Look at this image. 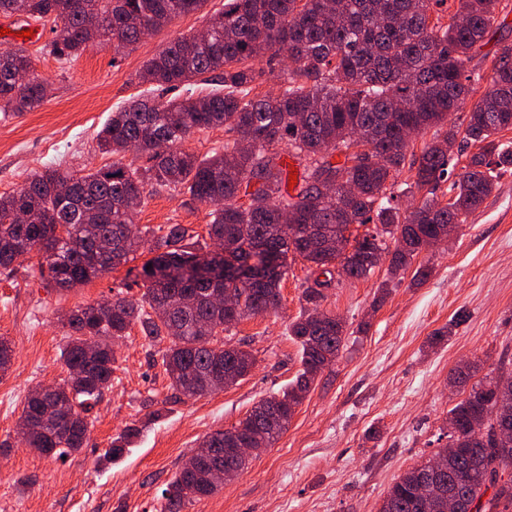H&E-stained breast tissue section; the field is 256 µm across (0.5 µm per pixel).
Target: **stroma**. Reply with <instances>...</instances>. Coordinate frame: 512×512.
I'll return each mask as SVG.
<instances>
[{"label":"stroma","instance_id":"35a3bbf8","mask_svg":"<svg viewBox=\"0 0 512 512\" xmlns=\"http://www.w3.org/2000/svg\"><path fill=\"white\" fill-rule=\"evenodd\" d=\"M224 0L176 18L133 48L104 44L59 60L41 42L26 50L50 94L33 111L0 117V194L36 170L61 166L86 172L111 164L97 134L111 112L151 96L138 73L177 37L201 29ZM210 209L186 192L150 191L134 222L158 229L184 224L206 235ZM129 265L70 291L48 287L37 256L0 271V338L12 350L0 374V512H158L161 492L207 434L245 417L260 398L288 387L300 369L289 323L302 310L311 268L289 256L278 310L243 320L227 332L253 351L250 373L223 390L173 401L162 365L166 342L149 343L132 325L117 344L112 384L90 409L86 445L59 458L27 448L17 434L29 392L63 384L60 360L67 338L65 312L116 296L140 299L146 262ZM431 269L414 283L412 271L393 276L380 264L367 277L326 290L324 310L340 317L349 337L275 444L217 493L184 512H379L392 484L442 446L448 412L466 393L459 367L476 379L512 367V171L445 244L422 252ZM451 335L436 339L444 327ZM139 430L117 460L105 458L127 427Z\"/></svg>","mask_w":512,"mask_h":512}]
</instances>
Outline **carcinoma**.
I'll list each match as a JSON object with an SVG mask.
<instances>
[{
    "label": "carcinoma",
    "mask_w": 512,
    "mask_h": 512,
    "mask_svg": "<svg viewBox=\"0 0 512 512\" xmlns=\"http://www.w3.org/2000/svg\"><path fill=\"white\" fill-rule=\"evenodd\" d=\"M205 2L0 0V15L22 10L51 23L48 52L68 60L93 41L128 49ZM455 2L444 23L432 15L447 0H224L206 20L207 35L178 37L144 64L142 82L163 90L182 86L186 94L134 100L112 113L98 139L102 152L116 156L112 164L81 175L46 167L0 196V270H13L17 259L35 251L62 291L134 259L144 238L153 236L139 300L117 297L61 318L69 330L60 355L68 381L51 396L38 387L28 396L20 417L27 447L61 456L83 448L86 413L111 384L115 361L97 348V338L122 337L135 323L151 343L170 340L162 364L176 399L217 390L210 379L226 372L245 377L255 356L220 334L279 306L292 253L315 274L303 289L306 306L288 325L301 371L282 393L258 400L237 424L201 441L230 449L223 460L240 472L251 458L233 449L275 443L345 345L343 321L320 309L336 267L346 278H365L375 268L368 256L380 250L397 275L448 233V225L465 223L512 171V144L499 139L512 129V47L493 54L488 76L468 68L486 45L502 0ZM90 14L102 23L90 24ZM284 55L291 66L282 71L278 95L254 93L262 73L249 61L272 63ZM30 68L24 49H0V114L31 111L48 96V83L35 73L26 85L16 84V73ZM486 78L489 89L464 129L448 125L470 86ZM195 80H210L213 88L196 96ZM215 127L227 134L224 150L201 159L182 148L195 132ZM430 128L433 138L420 154H407L412 138ZM469 143L479 152L462 166ZM131 150L147 165L124 163ZM287 157L297 164L291 189ZM406 163L412 182L397 188L396 173ZM445 182L444 203L437 190ZM149 187L184 190L212 207L207 234L220 250L201 245L183 224L156 232L134 224ZM423 190L429 197L401 208L400 197ZM16 213L31 221L11 223ZM352 224L380 228L352 239ZM448 421L450 447L435 453L439 473L425 499L417 492L430 459L393 483L379 512H445V491L455 497V512H512V440L499 439L504 428L512 430V371L473 384ZM136 433L128 428L104 456L121 457ZM208 472L204 459L182 465L162 490L160 512H183L186 503L219 491Z\"/></svg>",
    "instance_id": "carcinoma-1"
}]
</instances>
